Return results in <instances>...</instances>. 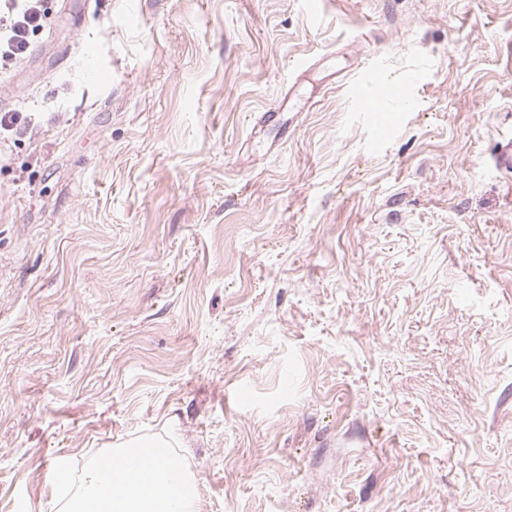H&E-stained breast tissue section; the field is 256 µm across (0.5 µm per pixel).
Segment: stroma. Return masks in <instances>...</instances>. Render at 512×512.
Returning a JSON list of instances; mask_svg holds the SVG:
<instances>
[{
	"mask_svg": "<svg viewBox=\"0 0 512 512\" xmlns=\"http://www.w3.org/2000/svg\"><path fill=\"white\" fill-rule=\"evenodd\" d=\"M41 6L0 59V512L129 440L200 512H512V0Z\"/></svg>",
	"mask_w": 512,
	"mask_h": 512,
	"instance_id": "obj_1",
	"label": "stroma"
}]
</instances>
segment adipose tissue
<instances>
[{"label": "adipose tissue", "instance_id": "adipose-tissue-1", "mask_svg": "<svg viewBox=\"0 0 512 512\" xmlns=\"http://www.w3.org/2000/svg\"><path fill=\"white\" fill-rule=\"evenodd\" d=\"M127 454V448H117L92 465L62 512H199L195 483L176 459L155 450L143 482L127 478Z\"/></svg>", "mask_w": 512, "mask_h": 512}]
</instances>
